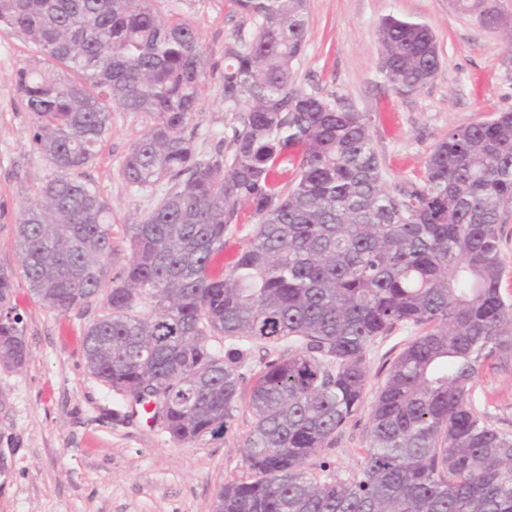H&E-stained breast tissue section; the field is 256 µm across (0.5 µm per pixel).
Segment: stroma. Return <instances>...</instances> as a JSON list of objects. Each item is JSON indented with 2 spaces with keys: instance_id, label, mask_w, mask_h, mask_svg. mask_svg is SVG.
I'll return each mask as SVG.
<instances>
[{
  "instance_id": "1",
  "label": "stroma",
  "mask_w": 512,
  "mask_h": 512,
  "mask_svg": "<svg viewBox=\"0 0 512 512\" xmlns=\"http://www.w3.org/2000/svg\"><path fill=\"white\" fill-rule=\"evenodd\" d=\"M499 24L458 12L451 0H307L306 47L294 62L297 86L368 116L384 186L397 194L418 184L425 162L450 130L512 111V0H486ZM163 17L194 26L204 53L197 114L190 124L199 152L213 150L233 121L224 109V48L249 31L233 0H154ZM427 23L442 73L418 92L396 96L378 72L377 26L386 15ZM34 46L0 25V200L21 208L52 174L30 141L31 118L14 86L16 70L37 58ZM149 115L113 108L111 129L82 179L112 210V236L124 263L129 224L162 199L166 187H131L122 174ZM15 272L12 303L21 314L28 357L0 368V512H215L224 483L248 476L242 450L252 430L248 400L260 370L288 356L287 343L249 346L240 398L224 433L190 445L174 442L141 406L104 386L85 368L87 327L103 300L59 313L46 308L20 278L12 225L0 226V269ZM397 327L367 354L365 403H372L395 357L417 336ZM475 410L512 435V362L488 361L471 384ZM360 411L333 447L313 457L342 477L364 466L370 433Z\"/></svg>"
}]
</instances>
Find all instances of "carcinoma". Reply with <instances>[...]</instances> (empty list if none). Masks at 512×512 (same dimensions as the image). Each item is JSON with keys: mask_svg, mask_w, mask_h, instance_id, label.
Wrapping results in <instances>:
<instances>
[{"mask_svg": "<svg viewBox=\"0 0 512 512\" xmlns=\"http://www.w3.org/2000/svg\"><path fill=\"white\" fill-rule=\"evenodd\" d=\"M249 20L224 51V141L199 155L188 131L200 105L196 29L151 0H0V23L44 60L19 68L31 146L53 168L15 211L23 276L47 308L69 312L110 285L86 330L88 371L138 405L174 442L224 432L239 399L246 342H288L252 388L243 457L252 477L224 484L215 512H512V435L470 400L488 360L512 351L501 294L504 206L512 204V112L452 129L421 182L384 188L369 118L295 85L307 0H234ZM480 0H455L492 23ZM378 70L404 97L434 81L431 28L393 16L377 27ZM151 125L123 164L140 190L171 186L129 225L114 268L112 212L79 179L110 130V108ZM249 206L256 217L228 273L209 274ZM14 276L0 270V367L27 358ZM403 325L427 331L391 364L369 406L360 473L322 475L310 460L363 407L366 353ZM222 335L224 350L208 338Z\"/></svg>", "mask_w": 512, "mask_h": 512, "instance_id": "cac0c4a2", "label": "carcinoma"}]
</instances>
